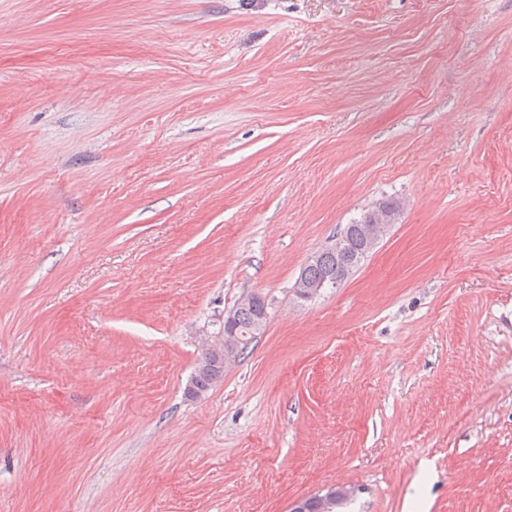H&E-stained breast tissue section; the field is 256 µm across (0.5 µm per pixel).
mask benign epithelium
<instances>
[{
	"instance_id": "1",
	"label": "benign epithelium",
	"mask_w": 512,
	"mask_h": 512,
	"mask_svg": "<svg viewBox=\"0 0 512 512\" xmlns=\"http://www.w3.org/2000/svg\"><path fill=\"white\" fill-rule=\"evenodd\" d=\"M392 224H366L361 228V253L356 254L350 247L348 232L344 231L331 241L329 248L336 252L338 260V272L330 273L321 281L313 282L301 274L297 278L295 288L297 296L303 300L311 299L325 288H335L341 279L355 269L361 258L371 253L376 246L388 234ZM234 312L230 311L224 317V346L219 352L224 354V364H229L237 359L239 340L232 331ZM354 494V487L349 485H336L326 489L325 494L318 495L321 504V512H334L335 504L340 500H348Z\"/></svg>"
}]
</instances>
